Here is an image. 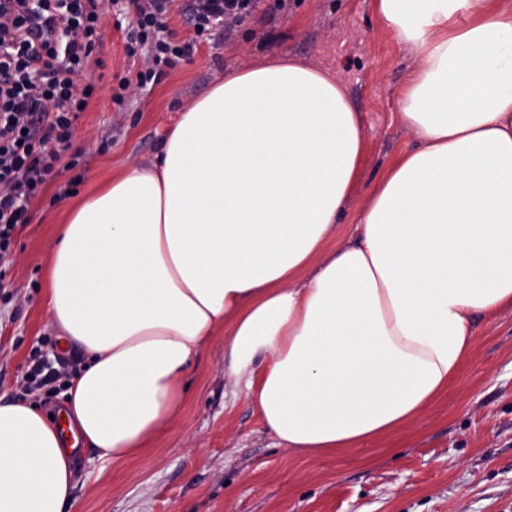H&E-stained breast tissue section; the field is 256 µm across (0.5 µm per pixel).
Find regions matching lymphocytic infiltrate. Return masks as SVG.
<instances>
[{
	"mask_svg": "<svg viewBox=\"0 0 512 512\" xmlns=\"http://www.w3.org/2000/svg\"><path fill=\"white\" fill-rule=\"evenodd\" d=\"M171 0H0V281L12 245L31 221L30 206L54 177L87 109L102 61L94 50L107 7L130 17L127 57L140 58L136 81L113 96L125 106L166 71L191 61L199 34L239 24L258 0H187L195 35L179 42L162 21Z\"/></svg>",
	"mask_w": 512,
	"mask_h": 512,
	"instance_id": "lymphocytic-infiltrate-1",
	"label": "lymphocytic infiltrate"
}]
</instances>
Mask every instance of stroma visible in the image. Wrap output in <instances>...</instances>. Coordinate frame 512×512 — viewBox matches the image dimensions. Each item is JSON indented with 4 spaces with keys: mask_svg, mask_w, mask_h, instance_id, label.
I'll return each instance as SVG.
<instances>
[{
    "mask_svg": "<svg viewBox=\"0 0 512 512\" xmlns=\"http://www.w3.org/2000/svg\"><path fill=\"white\" fill-rule=\"evenodd\" d=\"M285 54L336 71L359 112L363 178L340 227L349 233L374 184L414 135L398 119L416 55L379 20L373 0H261L234 28L201 37L192 62L170 70L125 111L112 94L135 79L140 59L107 24L104 78L75 124L62 171L32 202L0 288V396L34 355L80 362L51 327L44 267L70 209L105 180L149 163L185 106L227 70ZM72 193L57 199L59 189ZM72 512H512V311L475 322L474 347L457 380L418 420L352 453L307 459L280 445L245 396H232L224 348L206 347L185 405L144 455L123 463L87 449L78 459Z\"/></svg>",
    "mask_w": 512,
    "mask_h": 512,
    "instance_id": "1",
    "label": "stroma"
}]
</instances>
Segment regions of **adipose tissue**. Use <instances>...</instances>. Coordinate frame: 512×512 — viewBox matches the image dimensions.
I'll use <instances>...</instances> for the list:
<instances>
[{
  "label": "adipose tissue",
  "instance_id": "ef3b65f1",
  "mask_svg": "<svg viewBox=\"0 0 512 512\" xmlns=\"http://www.w3.org/2000/svg\"><path fill=\"white\" fill-rule=\"evenodd\" d=\"M419 64L399 97L417 147L373 186L342 81L293 57L228 71L155 161L75 205L46 268L51 326L86 361L75 446L0 396V512H66L79 446L146 453L205 346L263 425L315 459L419 419L512 308V0H375Z\"/></svg>",
  "mask_w": 512,
  "mask_h": 512
}]
</instances>
